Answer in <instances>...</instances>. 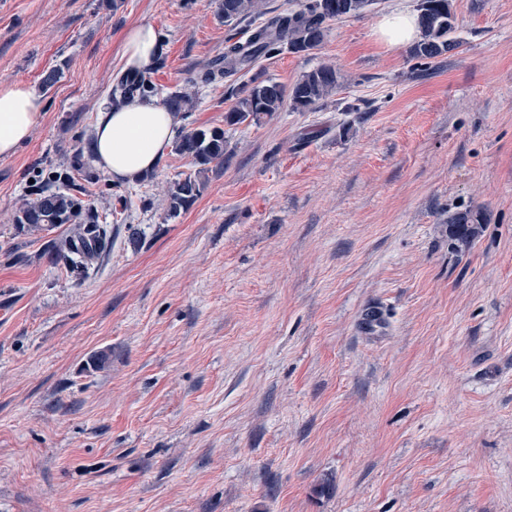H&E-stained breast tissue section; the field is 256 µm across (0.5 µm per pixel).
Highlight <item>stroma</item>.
<instances>
[{
	"label": "stroma",
	"mask_w": 512,
	"mask_h": 512,
	"mask_svg": "<svg viewBox=\"0 0 512 512\" xmlns=\"http://www.w3.org/2000/svg\"><path fill=\"white\" fill-rule=\"evenodd\" d=\"M106 2L0 0V80L62 70L0 158V512H512V0H453L461 46L425 67L374 33L415 0L331 21L254 71L330 64L335 92L236 126L238 80L197 78L246 23ZM140 22L160 93L195 96L180 128L227 142L174 218L188 159L126 185L87 151ZM77 157L107 239L73 274L67 225L12 216ZM482 218L480 213L471 210L454 212L448 215L450 236L461 246L467 245L476 236Z\"/></svg>",
	"instance_id": "1"
}]
</instances>
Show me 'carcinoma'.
<instances>
[{
    "label": "carcinoma",
    "mask_w": 512,
    "mask_h": 512,
    "mask_svg": "<svg viewBox=\"0 0 512 512\" xmlns=\"http://www.w3.org/2000/svg\"><path fill=\"white\" fill-rule=\"evenodd\" d=\"M375 0H304L297 9L277 13L252 28L246 38L228 39L224 55L200 76L208 84L218 79H229L252 70L262 58H270L286 50L293 54H307L322 45L327 35L326 23L366 13ZM263 0H221L218 16L227 25L236 24L252 16H261ZM420 37L409 49V56L422 65H428L438 56L460 46L454 37L457 23L452 0H417L416 8ZM338 85V73L332 65L324 64L306 72L289 89L277 82L253 76L236 89V102L224 115L229 126L259 123L262 118L281 111L288 105L303 112L328 96ZM158 89L152 80L139 72L121 74L112 88L111 101L119 104L131 97H154ZM169 111L187 114L195 105L194 97L177 89L165 96ZM226 141L220 128H195L181 132L175 141V152L191 159L197 172L172 182L168 190L169 215L174 217L190 207L200 195V175L207 166L224 161ZM35 198H22L17 204L13 223L29 231H42L60 224H72V235L55 247L57 259L72 271L89 265L97 254H85L81 247L89 241L103 244L102 225L94 202L79 194L63 190L49 182L35 186ZM480 213L471 210L448 215L450 236L464 246L476 236Z\"/></svg>",
    "instance_id": "1"
}]
</instances>
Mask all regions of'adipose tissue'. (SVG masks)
Instances as JSON below:
<instances>
[{
  "label": "adipose tissue",
  "mask_w": 512,
  "mask_h": 512,
  "mask_svg": "<svg viewBox=\"0 0 512 512\" xmlns=\"http://www.w3.org/2000/svg\"><path fill=\"white\" fill-rule=\"evenodd\" d=\"M375 32L387 47H402L418 40V17L407 10L392 11L378 20ZM163 53L164 45L151 23H139L126 32L122 51L126 68L148 71ZM42 110V99L29 83L0 80V157L14 156L30 140ZM177 127L175 114L153 97L103 104L92 132L93 161L114 182L136 183L169 151Z\"/></svg>",
  "instance_id": "obj_1"
}]
</instances>
